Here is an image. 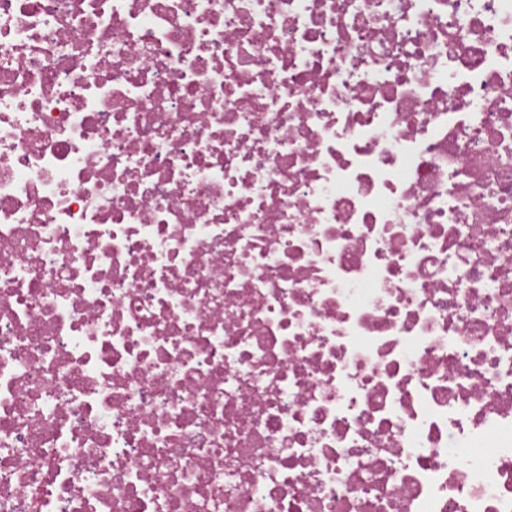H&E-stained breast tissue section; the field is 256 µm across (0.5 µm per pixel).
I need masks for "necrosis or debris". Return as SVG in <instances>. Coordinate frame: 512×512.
<instances>
[{"instance_id":"4bbe7bcc","label":"necrosis or debris","mask_w":512,"mask_h":512,"mask_svg":"<svg viewBox=\"0 0 512 512\" xmlns=\"http://www.w3.org/2000/svg\"><path fill=\"white\" fill-rule=\"evenodd\" d=\"M0 512H512V0H0Z\"/></svg>"}]
</instances>
